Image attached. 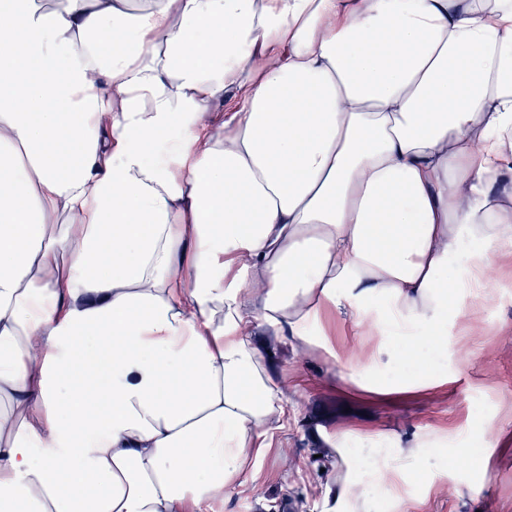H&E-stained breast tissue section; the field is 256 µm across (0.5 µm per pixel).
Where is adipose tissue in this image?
Listing matches in <instances>:
<instances>
[{"instance_id": "adipose-tissue-1", "label": "adipose tissue", "mask_w": 512, "mask_h": 512, "mask_svg": "<svg viewBox=\"0 0 512 512\" xmlns=\"http://www.w3.org/2000/svg\"><path fill=\"white\" fill-rule=\"evenodd\" d=\"M511 185L512 0H0V512H213L282 403L248 285L446 352Z\"/></svg>"}]
</instances>
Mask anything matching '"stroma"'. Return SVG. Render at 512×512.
Returning <instances> with one entry per match:
<instances>
[{"instance_id":"stroma-1","label":"stroma","mask_w":512,"mask_h":512,"mask_svg":"<svg viewBox=\"0 0 512 512\" xmlns=\"http://www.w3.org/2000/svg\"><path fill=\"white\" fill-rule=\"evenodd\" d=\"M486 287L489 308L461 295L469 313L449 316L436 372H403L406 340L360 325L385 308L379 297L324 309L309 337H286L284 360L262 352L272 326L250 320L244 334L287 413L218 512H280L286 499L305 512H339L344 500L355 512H512V254L492 264ZM396 481L406 491L393 499Z\"/></svg>"}]
</instances>
